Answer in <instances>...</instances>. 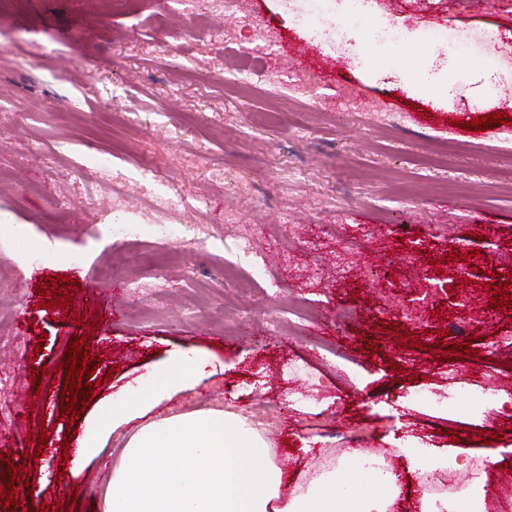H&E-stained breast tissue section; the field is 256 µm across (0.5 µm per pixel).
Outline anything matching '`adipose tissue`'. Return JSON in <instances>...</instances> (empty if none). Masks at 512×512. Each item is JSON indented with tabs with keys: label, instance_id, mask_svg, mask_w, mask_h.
I'll use <instances>...</instances> for the list:
<instances>
[{
	"label": "adipose tissue",
	"instance_id": "1",
	"mask_svg": "<svg viewBox=\"0 0 512 512\" xmlns=\"http://www.w3.org/2000/svg\"><path fill=\"white\" fill-rule=\"evenodd\" d=\"M399 72L420 91L443 101L453 82L405 60ZM206 360L182 352L149 380L105 401L95 416L94 440H80L71 476L102 450L114 430L134 420L143 425L129 438L106 489L105 512H389L398 493L391 475L349 465L322 476L308 492L281 500V472L271 465L257 433L218 411L150 419L164 399L192 388Z\"/></svg>",
	"mask_w": 512,
	"mask_h": 512
}]
</instances>
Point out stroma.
I'll list each match as a JSON object with an SVG mask.
<instances>
[{"mask_svg": "<svg viewBox=\"0 0 512 512\" xmlns=\"http://www.w3.org/2000/svg\"><path fill=\"white\" fill-rule=\"evenodd\" d=\"M369 19L408 29L419 49L424 23L496 29L512 41V0H393ZM172 0H0V212L28 225L49 254L20 256L0 240V488L8 464H25L19 507L60 504L63 512H104V492L121 448L139 421L111 434L74 478L61 470L67 427L90 435L98 400L148 379L179 350L210 361L194 389L162 402L152 418L198 410L233 415L265 441L283 475L282 498L306 491L325 461L343 467L361 453L415 445L457 457L460 495L485 493L493 512L512 492V405L492 420L481 396L512 386V365L485 367L497 336H512V303L493 309L495 279L512 280V171L500 147L512 124L475 132L472 120L512 117V66L486 90L489 50L457 74L452 104L406 89L375 68L338 60L336 73L295 65L288 48L305 42L273 0H238L221 16L213 0H193L171 19ZM250 67L252 87L234 81ZM110 177L84 178L96 160ZM155 194L182 195L198 211L166 216L199 224L198 240L155 244ZM100 224H137L138 235L103 243ZM262 252L284 294L250 291L224 279L241 239ZM109 265L101 278L97 270ZM323 275L314 280L313 269ZM155 276L167 288L143 310L128 281ZM71 284L68 308L41 307L50 279ZM357 310L341 325L337 309ZM301 319L298 331L277 327ZM463 323L455 365L443 332ZM99 360L96 401L77 419L63 416L71 340ZM44 370L34 382L35 370ZM320 389L310 408L289 390ZM456 397L447 412L413 402L417 393ZM40 407H32L31 398ZM47 443H40V432ZM358 435L341 453L337 433ZM499 461L481 473L468 459L486 449ZM39 452L24 461L23 452Z\"/></svg>", "mask_w": 512, "mask_h": 512, "instance_id": "1", "label": "stroma"}]
</instances>
